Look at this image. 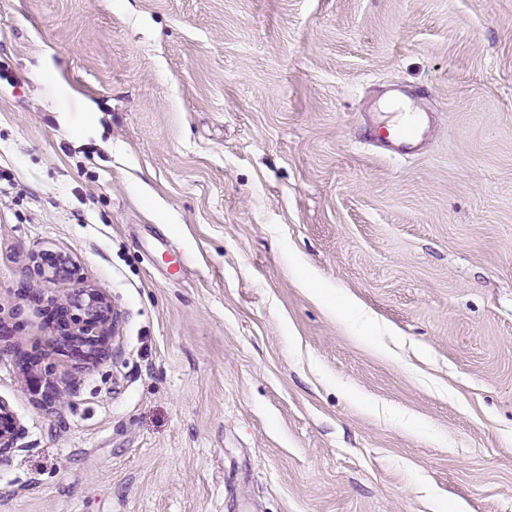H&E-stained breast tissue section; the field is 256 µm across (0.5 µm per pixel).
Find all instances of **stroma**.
Here are the masks:
<instances>
[{"mask_svg":"<svg viewBox=\"0 0 512 512\" xmlns=\"http://www.w3.org/2000/svg\"><path fill=\"white\" fill-rule=\"evenodd\" d=\"M0 346V512H512V0H0ZM385 111H400L401 115L397 121H394V131L392 135H378L381 142L387 147V154L407 155L415 151V136L421 125V112H409V106L405 103H392L385 101L382 104ZM392 106V109H389ZM47 300L56 315L48 334V347L66 345L82 354L84 360L112 357L108 332L114 324V312L105 289L78 282L61 298ZM26 357L31 360L29 371L34 373L39 380V383L36 384L33 377L27 376L30 391L36 404L52 411L59 410L69 404L70 396L75 392V389L72 388L70 391H66L59 388L51 370H47L43 375L41 369H38V364L44 359L42 354H26L24 359ZM24 368L26 369V366ZM26 371L28 370L26 369ZM21 431V424L15 419L8 403L0 399V459L3 454L16 449Z\"/></svg>","mask_w":512,"mask_h":512,"instance_id":"1","label":"stroma"}]
</instances>
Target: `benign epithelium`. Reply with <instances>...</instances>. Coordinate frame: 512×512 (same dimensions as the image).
Listing matches in <instances>:
<instances>
[{
    "label": "benign epithelium",
    "instance_id": "7a95c632",
    "mask_svg": "<svg viewBox=\"0 0 512 512\" xmlns=\"http://www.w3.org/2000/svg\"><path fill=\"white\" fill-rule=\"evenodd\" d=\"M50 303L55 309L56 322L49 331L47 346L66 345L92 361L112 356L108 332L114 324V312L105 289L90 288L78 282L64 296ZM27 358L30 372L34 373L27 381L36 404L52 411L69 404L73 391L58 387L52 371L38 369L43 356L29 354ZM21 431V424L8 403L0 399V457L16 448Z\"/></svg>",
    "mask_w": 512,
    "mask_h": 512
}]
</instances>
